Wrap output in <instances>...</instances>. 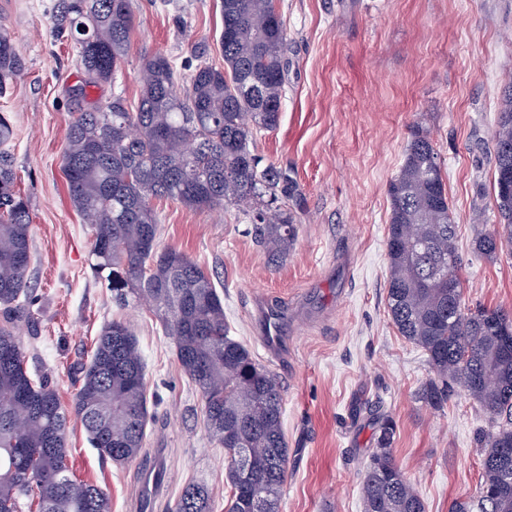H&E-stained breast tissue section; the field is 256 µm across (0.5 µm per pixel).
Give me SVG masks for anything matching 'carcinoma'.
<instances>
[{"instance_id": "obj_1", "label": "carcinoma", "mask_w": 512, "mask_h": 512, "mask_svg": "<svg viewBox=\"0 0 512 512\" xmlns=\"http://www.w3.org/2000/svg\"><path fill=\"white\" fill-rule=\"evenodd\" d=\"M60 22L75 40L86 88L116 79L133 17L130 0H60ZM219 41L224 67L198 64L188 86L164 56L145 59L137 110L122 97L82 109L71 121L63 174L74 209L91 226V265L126 307L145 304L175 337L182 370L197 389L206 427L224 449L227 512H240L243 487L252 512H278L288 465L280 387L249 349L227 334L224 300L187 255L158 250L154 198L176 200L194 212L233 204L252 219L273 257L288 249L294 219L277 205L295 197L288 175L249 148L254 132L280 120L286 34L275 0H221ZM11 34L0 29V95L21 74ZM494 135V205L501 230L475 240V251L495 258L512 253V194L502 183L512 161V92L502 94ZM14 136L0 115V512H111L98 486L73 479L67 429L76 419L100 456L133 461L144 447L148 411L145 364L131 326H103L78 392L61 407L48 375L29 369L14 330L31 318L28 272L32 224L29 203L16 190L13 157L3 146ZM389 275L385 303L391 322L427 355L434 377L418 398L441 409L461 389L488 415L493 430L481 441L476 496L452 512H512V355L500 307H466L441 162L427 132L416 129L398 174L389 183ZM457 288L448 291V279ZM377 450L361 484L364 512H426V505L395 465L390 446L396 424L376 417ZM175 512H213L207 487L190 483Z\"/></svg>"}]
</instances>
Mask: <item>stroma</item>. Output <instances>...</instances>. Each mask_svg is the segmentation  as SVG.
I'll use <instances>...</instances> for the list:
<instances>
[{
	"label": "stroma",
	"mask_w": 512,
	"mask_h": 512,
	"mask_svg": "<svg viewBox=\"0 0 512 512\" xmlns=\"http://www.w3.org/2000/svg\"><path fill=\"white\" fill-rule=\"evenodd\" d=\"M58 5L0 0V28L24 63L0 96V113L13 121L7 149L32 216L36 297L35 324H19L16 338L29 366L48 374L68 406L102 327L128 322L146 363L145 448L162 459L166 480L142 507L140 462L102 460L74 421L67 450L76 478L103 489L112 512H173L191 481L208 487L213 512H224V449L203 424L174 338L154 313L116 306L90 267L92 231L71 205L62 173L72 91L85 73L73 41L58 30ZM277 7L288 39L280 121L255 133L250 149L298 187L292 244L274 259L237 206L200 213L157 200L158 244L208 273L231 336L280 384L288 472L279 512H363L361 482L376 449L367 401L395 420L393 459L427 512H450L479 487L480 441L491 423L460 393L437 411L418 400L431 369L385 305L387 189L412 128H422L440 156L458 226L465 301L512 309V255L488 259L474 250L479 234L498 227L492 137L499 98L512 84V0H277ZM131 10L121 75L88 87V102L118 95L136 109L141 65L155 54L176 64L183 86L197 57L223 66L220 0H131ZM268 306L279 314L275 355L260 336Z\"/></svg>",
	"instance_id": "35a3bbf8"
}]
</instances>
